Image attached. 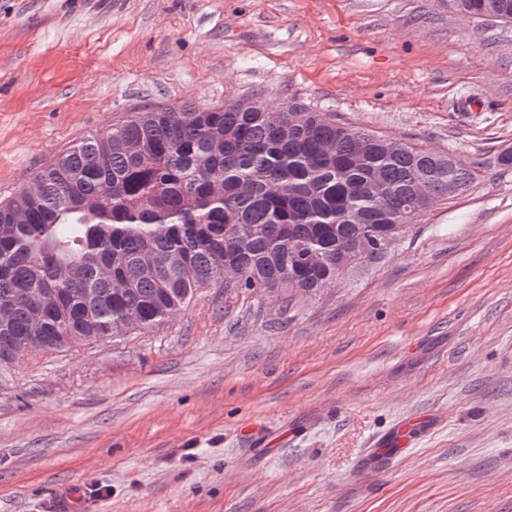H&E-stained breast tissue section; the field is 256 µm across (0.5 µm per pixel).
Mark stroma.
Instances as JSON below:
<instances>
[{
    "label": "stroma",
    "instance_id": "35a3bbf8",
    "mask_svg": "<svg viewBox=\"0 0 512 512\" xmlns=\"http://www.w3.org/2000/svg\"><path fill=\"white\" fill-rule=\"evenodd\" d=\"M242 96L489 168L290 308L209 286L155 332L0 370V512L64 488L79 512H512V24L448 0H0V199L130 113ZM418 420L404 421L398 429L380 438L378 447L371 448L367 455L363 457V465L367 469L373 470L385 461L399 456L409 444L410 433L414 429L420 428L422 420Z\"/></svg>",
    "mask_w": 512,
    "mask_h": 512
}]
</instances>
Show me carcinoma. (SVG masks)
<instances>
[{
    "label": "carcinoma",
    "mask_w": 512,
    "mask_h": 512,
    "mask_svg": "<svg viewBox=\"0 0 512 512\" xmlns=\"http://www.w3.org/2000/svg\"><path fill=\"white\" fill-rule=\"evenodd\" d=\"M448 3L512 23V0ZM485 172L259 97L136 112L0 201V369L154 332L226 272L286 308L385 258L448 182Z\"/></svg>",
    "instance_id": "cac0c4a2"
}]
</instances>
